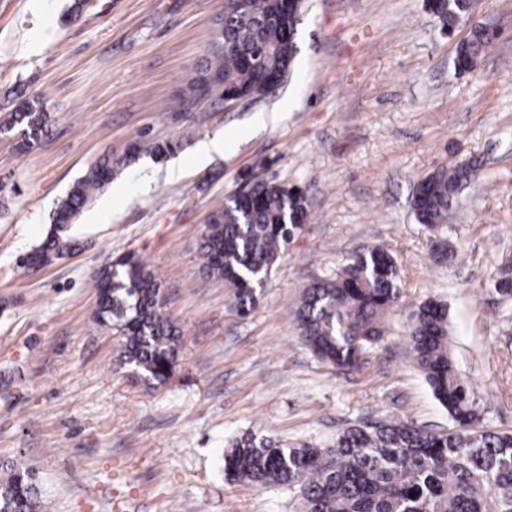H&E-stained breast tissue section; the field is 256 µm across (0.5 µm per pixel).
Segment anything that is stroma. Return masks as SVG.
<instances>
[{"label":"stroma","mask_w":512,"mask_h":512,"mask_svg":"<svg viewBox=\"0 0 512 512\" xmlns=\"http://www.w3.org/2000/svg\"><path fill=\"white\" fill-rule=\"evenodd\" d=\"M224 0H0V124L39 97L47 135L21 148L0 132V460L35 470L49 512H301L298 488L227 479L228 439L246 432L326 445L342 429L397 419L432 431L454 421L414 364L409 313L448 305V348L471 381L485 429L512 430V0H471L447 30L427 0H306L298 52L267 97L189 96L213 49ZM478 25L499 30L475 69L454 68ZM233 151L196 165L201 141ZM141 154L95 193L71 229L74 255L39 271L20 256L87 166L133 142ZM436 262L411 210L420 179L471 158ZM301 187L310 217L240 317L208 279L210 215L256 179ZM110 201L112 218L93 216ZM381 244L404 298L359 366L304 345L293 309L354 251ZM125 255L162 282L181 328L173 375L151 388L120 365L118 332L95 324L94 278Z\"/></svg>","instance_id":"stroma-1"}]
</instances>
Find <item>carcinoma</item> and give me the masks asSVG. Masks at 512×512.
<instances>
[{
	"mask_svg": "<svg viewBox=\"0 0 512 512\" xmlns=\"http://www.w3.org/2000/svg\"><path fill=\"white\" fill-rule=\"evenodd\" d=\"M470 7V0H431V10L448 29ZM304 7L287 0H224V16L212 61L191 82V93L221 99L270 94L291 72ZM491 37L481 27L457 46L455 68L463 72ZM48 115L36 99L11 113L8 128H20L29 147L47 132ZM142 151L133 146L105 156L78 178L53 214V230L19 259L25 270L47 266L77 250L66 235L89 198L112 183ZM473 159L442 166L422 180L413 194L418 223L433 238L434 258L448 257L444 233L465 185L478 176ZM309 217L307 198L295 186L257 181L235 194L205 225L200 244L207 274L233 291L243 316L257 304L283 259L288 243ZM97 324L119 331L121 365L150 385L170 376L178 357L180 329L164 315V291L146 263L121 258L94 281ZM403 298L399 269L382 245L361 247L332 278L305 288L294 310L299 336L322 362L353 367L380 342L386 316ZM410 340L415 364L435 399L455 422L451 432H432L408 421L386 419L344 429L327 448L309 442L288 444L246 433L224 451V475L259 487L298 485L303 512H512V432L476 427L473 387L458 374L448 352V308L436 300L411 313ZM0 512H47L36 473L0 460Z\"/></svg>",
	"mask_w": 512,
	"mask_h": 512,
	"instance_id": "cac0c4a2",
	"label": "carcinoma"
}]
</instances>
